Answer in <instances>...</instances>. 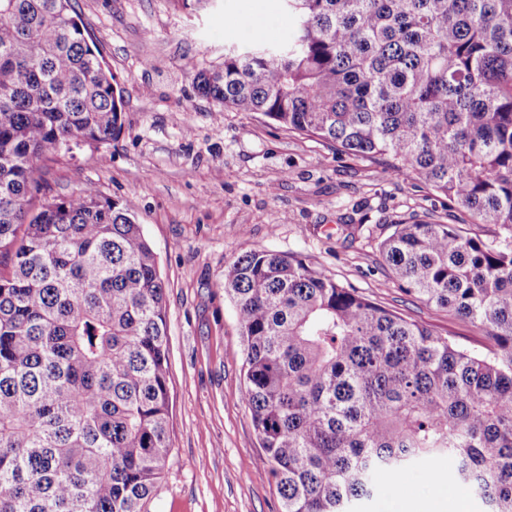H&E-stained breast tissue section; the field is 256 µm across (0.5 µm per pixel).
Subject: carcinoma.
<instances>
[{
  "label": "carcinoma",
  "mask_w": 512,
  "mask_h": 512,
  "mask_svg": "<svg viewBox=\"0 0 512 512\" xmlns=\"http://www.w3.org/2000/svg\"><path fill=\"white\" fill-rule=\"evenodd\" d=\"M287 2V43L225 51L197 91L497 230L401 222L380 245L402 291L486 330L481 354L297 256L250 251L216 283L280 512H345L444 453L512 512V0ZM85 32L71 0H0V512H151L169 452L165 288L135 204L88 185L28 210L39 162L122 129Z\"/></svg>",
  "instance_id": "obj_1"
}]
</instances>
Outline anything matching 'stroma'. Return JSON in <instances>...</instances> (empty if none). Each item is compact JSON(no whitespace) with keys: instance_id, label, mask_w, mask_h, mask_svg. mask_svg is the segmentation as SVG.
<instances>
[{"instance_id":"35a3bbf8","label":"stroma","mask_w":512,"mask_h":512,"mask_svg":"<svg viewBox=\"0 0 512 512\" xmlns=\"http://www.w3.org/2000/svg\"><path fill=\"white\" fill-rule=\"evenodd\" d=\"M124 99L110 144L41 163L37 211L94 185L131 200L165 282L170 454L151 512H279L266 454L242 400L243 343L233 301L215 287L246 252L295 255L312 267L475 353L482 329L404 295L379 246L396 223H467L421 179H393L379 162L333 152L246 112L219 111L193 77L224 52L261 38L287 41L283 0H72ZM362 512H392L398 489L417 500L458 491L484 512L440 458L379 474Z\"/></svg>"}]
</instances>
